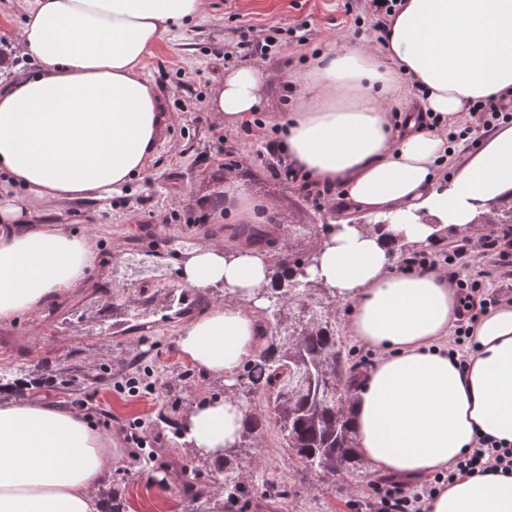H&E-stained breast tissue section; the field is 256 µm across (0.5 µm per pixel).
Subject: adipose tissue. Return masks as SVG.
Masks as SVG:
<instances>
[{"label":"adipose tissue","mask_w":512,"mask_h":512,"mask_svg":"<svg viewBox=\"0 0 512 512\" xmlns=\"http://www.w3.org/2000/svg\"><path fill=\"white\" fill-rule=\"evenodd\" d=\"M20 41L41 68L0 90V321L33 311L83 282L96 263L90 237L38 227L53 203L122 193L154 151L165 115L142 75L169 32L205 16L210 0H16ZM386 39L320 54L301 75L304 103L285 121L282 152L308 181L336 185L362 222L337 224L312 280L349 303L348 330L379 358L349 413L371 470L420 477L448 469L486 436L512 446V300L481 315L469 366L446 341L460 293L443 269L392 270L401 246L469 231L480 208L512 194V126L441 178L448 131L476 102L512 94V0H402ZM269 73H227L211 102L225 126L250 123ZM425 93L428 130L398 129L406 86ZM186 284L232 295L186 325L185 359L229 381L261 345L257 310L275 286L248 249L207 244L182 263ZM233 392L183 419L196 455L213 462L241 435ZM115 459L85 413L0 402V512H102ZM429 512H512V475L463 476Z\"/></svg>","instance_id":"obj_1"}]
</instances>
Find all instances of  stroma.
Segmentation results:
<instances>
[{
  "label": "stroma",
  "instance_id": "obj_1",
  "mask_svg": "<svg viewBox=\"0 0 512 512\" xmlns=\"http://www.w3.org/2000/svg\"><path fill=\"white\" fill-rule=\"evenodd\" d=\"M374 22L369 0H211L206 17L166 35L143 62L169 117L145 170L121 195L64 200L44 210L41 223L92 237L97 262L80 285L0 321V384L26 383L39 401L90 416L119 450L109 478L123 512H203L223 497V470L192 452L179 422L224 386L183 358L178 339L225 295L220 287L186 286L182 260L209 243L246 246L241 225L224 209L230 173L268 208L261 227L269 254L288 248L304 255L320 225L353 217L347 200L316 205L299 184L276 175L286 158L266 155L265 147L279 142L280 118L297 111L305 68L322 52L374 40ZM21 24L16 0H0V89L39 70L20 42ZM269 35L278 41L269 58L239 47L242 37L260 42ZM245 65L271 79L255 123L231 129L210 101L225 73ZM453 269L512 298V270L496 266L479 246H470ZM146 369L157 381L154 393L120 391ZM136 419L160 438L155 460L123 440V428ZM250 455L247 493L225 499L223 512H352L351 497L369 494L378 478L366 467L341 479L340 489L322 484L289 460L271 424ZM285 483L294 493L277 497Z\"/></svg>",
  "mask_w": 512,
  "mask_h": 512
}]
</instances>
